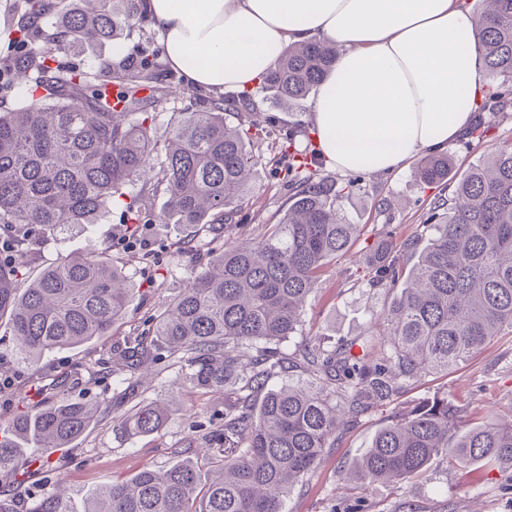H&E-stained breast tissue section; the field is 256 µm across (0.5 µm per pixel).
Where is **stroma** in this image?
<instances>
[{
    "label": "stroma",
    "instance_id": "35a3bbf8",
    "mask_svg": "<svg viewBox=\"0 0 512 512\" xmlns=\"http://www.w3.org/2000/svg\"><path fill=\"white\" fill-rule=\"evenodd\" d=\"M313 99L300 101L291 110L274 107L268 93L254 89L251 109L231 116V123L254 119L261 126L275 124L277 132L264 136L260 158L254 168L252 188L241 204L240 220L234 229L237 240L263 232L278 223L288 190L276 171L280 156L281 129L307 123ZM483 139H460L448 148L454 179H462L496 148L512 146V109L485 113ZM417 160L408 161L391 175H360L356 190L340 198L347 221L361 231L350 249L322 269L317 288L303 308L296 336L285 342L286 352H295L303 339L332 346L379 328L381 314L396 294L392 288H370L365 265L384 235L409 244L407 263L430 232L425 225L429 208L438 196H450L451 186L424 185L417 181ZM126 226L119 209H112L97 224L94 233L72 230L64 239H52L36 252L21 256L28 276H36L59 254H83L103 250L122 268L134 287L126 317L109 336L78 349L46 354L38 367L21 362L7 327H0V422L16 411V396L34 383L51 384L69 376L67 394L85 402H109L110 414L100 416L83 437L53 457L50 467L34 464L36 449L23 457L31 465L22 482L0 476V496L11 499L15 512H29L33 504L53 496L59 481H66L74 506L116 479L134 476L147 467L169 466L205 454L198 434L210 427L209 416L224 409V397L205 394L181 382L183 363L179 357L163 356L143 368L138 398L168 401L173 413L161 434L127 438L118 427V417L130 404L122 399L117 378L124 376L118 350L142 329L146 317L163 311L186 288L191 270L206 262L207 244L190 241L180 224H153L146 231L149 248L128 244ZM447 395L464 413L466 426L512 414V335L504 334L483 346L462 366L434 373L404 384L394 400L363 415L345 430L334 448L328 449L317 469L294 488L285 501V512H335L352 502L354 493L340 479L370 448L375 435L395 415L435 395ZM413 501L417 512H512V469L473 465L459 470L433 460L425 477L408 484L383 482L372 486L365 502L366 512H402L405 501Z\"/></svg>",
    "mask_w": 512,
    "mask_h": 512
}]
</instances>
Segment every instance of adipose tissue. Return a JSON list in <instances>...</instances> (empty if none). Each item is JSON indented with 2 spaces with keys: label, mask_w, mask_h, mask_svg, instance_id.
Here are the masks:
<instances>
[{
  "label": "adipose tissue",
  "mask_w": 512,
  "mask_h": 512,
  "mask_svg": "<svg viewBox=\"0 0 512 512\" xmlns=\"http://www.w3.org/2000/svg\"><path fill=\"white\" fill-rule=\"evenodd\" d=\"M169 65L220 95L259 83L289 46L337 49L310 121L344 172L390 174L447 150L484 89L476 17L460 0H142Z\"/></svg>",
  "instance_id": "obj_1"
}]
</instances>
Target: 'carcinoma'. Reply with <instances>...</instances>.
<instances>
[{
    "label": "carcinoma",
    "mask_w": 512,
    "mask_h": 512,
    "mask_svg": "<svg viewBox=\"0 0 512 512\" xmlns=\"http://www.w3.org/2000/svg\"><path fill=\"white\" fill-rule=\"evenodd\" d=\"M54 9L48 0H24L21 54L0 62V92H11L19 75L29 90L0 111V319L31 366L47 353L110 335L127 314L132 285L105 252L62 254L29 281L17 256L41 249L49 235L91 231L114 205L132 231L182 224L191 236L222 245L209 249L206 269L146 320L122 360L133 370L162 350L183 354L192 387H233L237 394L211 418L216 427L200 436L220 457L211 477L191 460L146 468L99 489L82 512H284L288 493L334 447L340 430L403 383L457 368L512 332V148L504 147L471 169L450 198L433 203L425 220L433 234L410 268L401 263L400 244L381 241L367 283L385 288L401 280L404 288L382 317L386 339L379 348L356 340L307 342L298 355L309 379L268 387L290 365L281 344L298 333L321 268L359 231L340 212L336 183L315 169L323 159L309 132L299 125L283 137L289 205L279 223L228 244L224 232L250 190L256 141L224 113L245 110L251 94L176 112L161 131L146 106L167 95L162 50L143 46L153 35L141 0H78L42 31L45 46L31 51L33 28ZM126 31L139 43L96 72L55 55ZM476 43L495 82L479 109L503 112L512 106V0L486 4ZM335 60L336 48L324 42L293 45L267 70L262 89L277 105L304 100ZM110 84L117 86L114 104ZM449 172L445 153L424 157L417 168L427 184L447 181ZM158 193L166 196L161 211L152 203ZM44 396L38 384L19 392L21 409L0 426L1 472H15L22 443L40 450V465H50L102 413L100 404L65 398L29 406ZM169 413L168 403L139 402L120 427L131 438L157 434ZM438 458L511 469L512 418L465 431L461 410L439 396L393 418L342 472L358 490L345 512H365L374 483H409ZM31 512H72L67 491Z\"/></svg>",
    "instance_id": "obj_1"
}]
</instances>
